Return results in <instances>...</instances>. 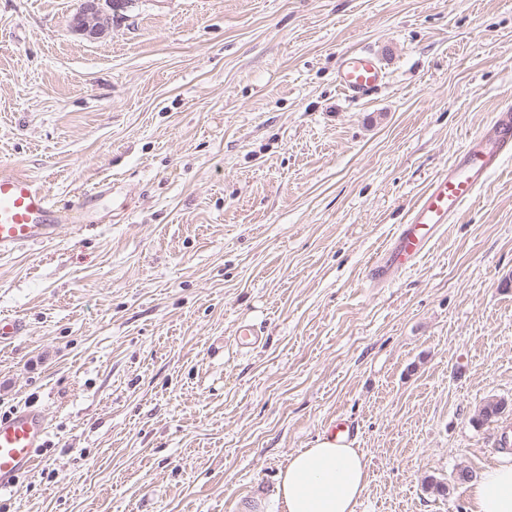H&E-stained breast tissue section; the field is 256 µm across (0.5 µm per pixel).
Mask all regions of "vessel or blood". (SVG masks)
<instances>
[{
	"mask_svg": "<svg viewBox=\"0 0 512 512\" xmlns=\"http://www.w3.org/2000/svg\"><path fill=\"white\" fill-rule=\"evenodd\" d=\"M386 80L377 53L364 49L345 52L336 75L341 92L360 99ZM512 155V104L502 106L490 124L465 145L447 172L433 178L414 205L393 243L374 260L369 276L385 281L394 270L411 267L443 225L451 223L478 189ZM104 188L75 193L62 206L34 178L0 168V255L54 242L61 226L79 231L91 224L92 201L105 196ZM46 437L41 412L24 410L0 417V485L38 463L37 448Z\"/></svg>",
	"mask_w": 512,
	"mask_h": 512,
	"instance_id": "b4317fda",
	"label": "vessel or blood"
}]
</instances>
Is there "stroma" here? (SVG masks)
<instances>
[{
    "label": "stroma",
    "instance_id": "1",
    "mask_svg": "<svg viewBox=\"0 0 512 512\" xmlns=\"http://www.w3.org/2000/svg\"><path fill=\"white\" fill-rule=\"evenodd\" d=\"M0 0V165L106 219L0 257V416L42 410L0 512H240L344 419L357 512H472L512 415V157L411 268L372 259L512 102V0ZM379 52L359 101L342 55ZM249 323L264 338L236 346ZM448 485L447 495L427 480ZM134 0H83L74 17L79 30L90 39H98L112 29V12L117 15ZM386 71L379 55L359 48L345 52L336 75L341 92L349 100H358L383 84Z\"/></svg>",
    "mask_w": 512,
    "mask_h": 512
}]
</instances>
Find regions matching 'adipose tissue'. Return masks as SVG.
<instances>
[{
	"instance_id": "adipose-tissue-1",
	"label": "adipose tissue",
	"mask_w": 512,
	"mask_h": 512,
	"mask_svg": "<svg viewBox=\"0 0 512 512\" xmlns=\"http://www.w3.org/2000/svg\"><path fill=\"white\" fill-rule=\"evenodd\" d=\"M367 462L358 449L324 436L292 454L271 499L247 512H356L367 486ZM473 512H512V461L501 460L470 487Z\"/></svg>"
}]
</instances>
